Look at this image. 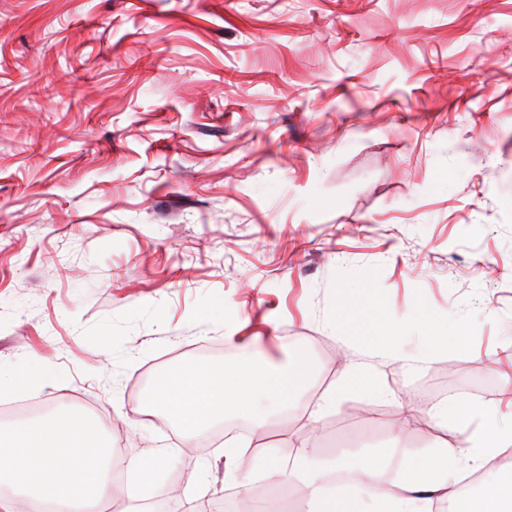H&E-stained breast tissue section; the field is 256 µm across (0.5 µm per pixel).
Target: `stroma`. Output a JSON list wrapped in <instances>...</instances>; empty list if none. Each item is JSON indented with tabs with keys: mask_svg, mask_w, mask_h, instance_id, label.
<instances>
[{
	"mask_svg": "<svg viewBox=\"0 0 512 512\" xmlns=\"http://www.w3.org/2000/svg\"><path fill=\"white\" fill-rule=\"evenodd\" d=\"M363 294L464 341L360 351L337 303ZM256 347L307 356L297 415L364 363L385 398L318 423L345 441L456 442L447 396L512 421V0H0V370L53 374L0 426L72 409L116 457L171 452L148 512L234 498L227 430L186 438L150 389Z\"/></svg>",
	"mask_w": 512,
	"mask_h": 512,
	"instance_id": "1",
	"label": "stroma"
}]
</instances>
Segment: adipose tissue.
Masks as SVG:
<instances>
[{"instance_id": "1", "label": "adipose tissue", "mask_w": 512, "mask_h": 512, "mask_svg": "<svg viewBox=\"0 0 512 512\" xmlns=\"http://www.w3.org/2000/svg\"><path fill=\"white\" fill-rule=\"evenodd\" d=\"M381 311L373 301L345 298L338 319L355 341L404 358L389 327L379 320ZM309 381L305 355H295L283 368L245 358L230 365L172 367L154 381L152 395L184 436L197 437L229 414H247L260 427L274 419L286 421ZM486 412L463 396L434 408L431 421L451 427L459 441L405 466L390 482L385 479L389 463L376 451L357 448L336 458L323 457L304 440L292 466L271 456L248 469L241 483L260 482L274 490L284 473H291L305 490L307 512H361L359 505L366 499L373 503V512H435L442 503L449 504L450 512H512V475L498 476L494 466L498 457L512 455V422L491 433L473 428V421ZM470 476L479 486L474 500L459 491L461 480Z\"/></svg>"}]
</instances>
